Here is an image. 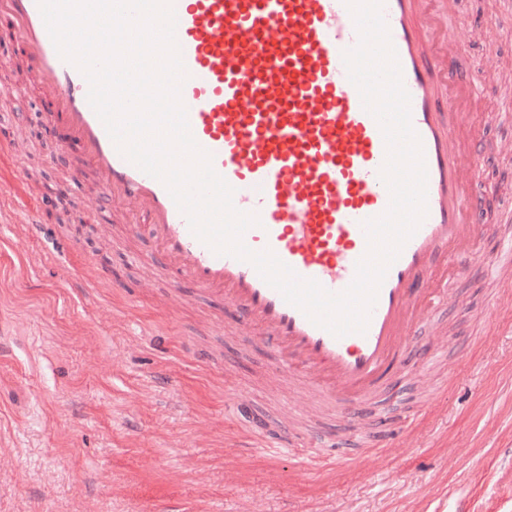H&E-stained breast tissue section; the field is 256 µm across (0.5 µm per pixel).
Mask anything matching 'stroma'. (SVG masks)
Returning a JSON list of instances; mask_svg holds the SVG:
<instances>
[{"mask_svg": "<svg viewBox=\"0 0 512 512\" xmlns=\"http://www.w3.org/2000/svg\"><path fill=\"white\" fill-rule=\"evenodd\" d=\"M457 14L484 28L460 56L494 119L464 135L485 146L480 188L499 192L448 304L416 328L398 412L417 419L392 445L373 407L352 431L282 378L245 327L226 329L222 299L171 288L94 176L71 182L80 155L33 133L47 101L27 57L0 62V139L21 145L0 153V184L67 188L38 239L0 223V512H512V314L490 313L485 268L512 231V76L481 66L512 57V29L488 0H457ZM60 243L81 282L45 261ZM233 391L251 418L226 412ZM283 425L346 440V464L267 455Z\"/></svg>", "mask_w": 512, "mask_h": 512, "instance_id": "obj_1", "label": "stroma"}]
</instances>
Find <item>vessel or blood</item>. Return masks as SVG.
Masks as SVG:
<instances>
[{
	"label": "vessel or blood",
	"instance_id": "obj_1",
	"mask_svg": "<svg viewBox=\"0 0 512 512\" xmlns=\"http://www.w3.org/2000/svg\"><path fill=\"white\" fill-rule=\"evenodd\" d=\"M175 38L187 74L181 101L191 133L233 188V203L256 215L243 235L304 279L339 293L366 254V221L382 215L387 157L375 117L348 77L343 54L359 41L345 0H173ZM455 0H383L381 12L410 96L411 123L427 170L426 216L389 267L365 332L335 337L287 303L249 263L218 255L190 230L160 180L119 153L88 102L84 74L57 52L37 0H0V50L19 45L49 103L46 132L65 128L82 151L74 180L92 170L113 207L146 232L177 282L224 299L238 323L277 356L285 377L307 376L346 421L391 391L388 375L410 348L420 316L449 297L448 272L471 256L484 230L477 192L480 145L461 128L485 121L466 110L458 48L480 29L454 20ZM43 201L19 208L0 188V222L38 236ZM512 269V235L486 264ZM306 447L342 460V444L319 430Z\"/></svg>",
	"mask_w": 512,
	"mask_h": 512
}]
</instances>
